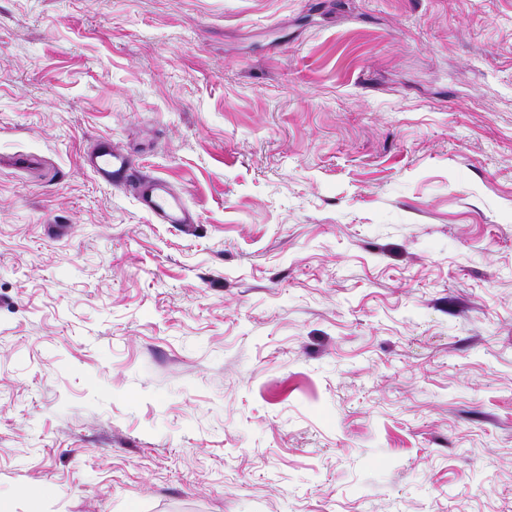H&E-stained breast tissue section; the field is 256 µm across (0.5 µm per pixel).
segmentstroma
Wrapping results in <instances>:
<instances>
[{
  "instance_id": "stroma-1",
  "label": "stroma",
  "mask_w": 512,
  "mask_h": 512,
  "mask_svg": "<svg viewBox=\"0 0 512 512\" xmlns=\"http://www.w3.org/2000/svg\"><path fill=\"white\" fill-rule=\"evenodd\" d=\"M0 512H512V0H0ZM82 167L115 190L131 191L141 210L156 224H196L183 196L163 179L145 174L132 156L99 138L81 156Z\"/></svg>"
}]
</instances>
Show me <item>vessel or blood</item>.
I'll list each match as a JSON object with an SVG mask.
<instances>
[{
	"mask_svg": "<svg viewBox=\"0 0 512 512\" xmlns=\"http://www.w3.org/2000/svg\"><path fill=\"white\" fill-rule=\"evenodd\" d=\"M81 163L113 189L133 192L141 210L158 224H192L196 218L183 196L163 179L145 174L130 154L102 137L84 150Z\"/></svg>",
	"mask_w": 512,
	"mask_h": 512,
	"instance_id": "b4317fda",
	"label": "vessel or blood"
}]
</instances>
